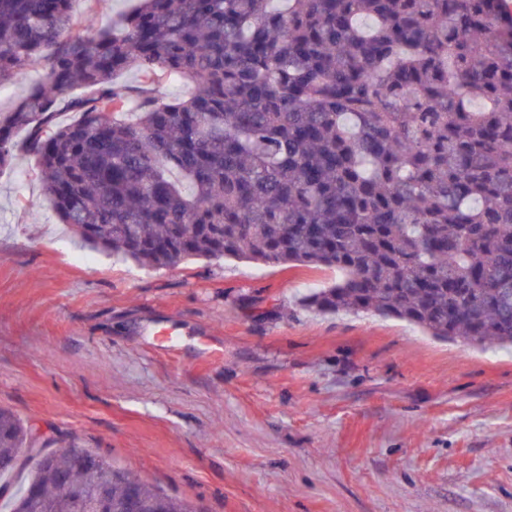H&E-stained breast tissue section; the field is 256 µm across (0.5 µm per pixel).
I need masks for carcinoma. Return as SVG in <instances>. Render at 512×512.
<instances>
[{
  "label": "carcinoma",
  "mask_w": 512,
  "mask_h": 512,
  "mask_svg": "<svg viewBox=\"0 0 512 512\" xmlns=\"http://www.w3.org/2000/svg\"><path fill=\"white\" fill-rule=\"evenodd\" d=\"M73 0H0V172L34 162L58 221L143 265L234 257L343 273L319 311L512 347V18L500 0H138L108 29ZM135 70L140 85L120 75ZM184 82L190 93L157 86ZM75 114L59 121L61 111ZM34 444L0 409V476ZM10 512H77L68 489L136 486L49 453ZM40 71L26 69L16 73L11 80L0 86V110L9 111L25 93L33 81L39 77Z\"/></svg>",
  "instance_id": "1"
}]
</instances>
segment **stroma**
Returning <instances> with one entry per match:
<instances>
[{"instance_id": "stroma-1", "label": "stroma", "mask_w": 512, "mask_h": 512, "mask_svg": "<svg viewBox=\"0 0 512 512\" xmlns=\"http://www.w3.org/2000/svg\"><path fill=\"white\" fill-rule=\"evenodd\" d=\"M338 278L112 257L18 154L0 174V408L204 512H512V351L304 306Z\"/></svg>"}]
</instances>
